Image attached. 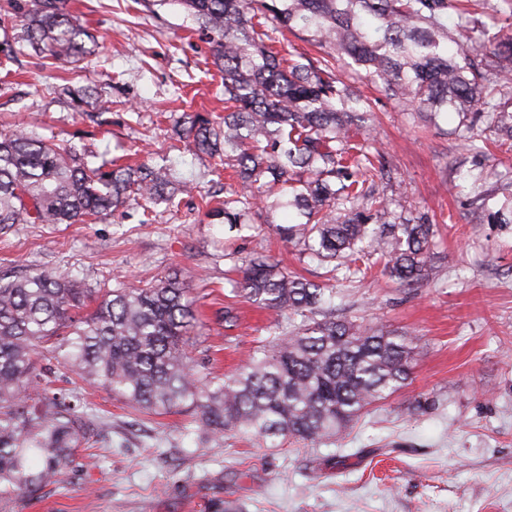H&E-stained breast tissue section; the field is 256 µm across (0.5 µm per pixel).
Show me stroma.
<instances>
[{"mask_svg":"<svg viewBox=\"0 0 512 512\" xmlns=\"http://www.w3.org/2000/svg\"><path fill=\"white\" fill-rule=\"evenodd\" d=\"M86 51L64 62L36 56L16 14L0 13V134L19 128L61 148L153 162L160 155L195 185L174 208L127 205L85 224H16L0 232V274L52 268L99 291L175 277L203 316L192 355L234 372L300 316L272 320L234 292L238 257L272 255L283 268L325 284L323 313L379 325L413 340L407 384L322 443L229 432L203 443L188 413L150 412L98 384L79 388L106 430L79 448L64 480L0 496V512H512V224H491L471 203V169L487 188L512 169V142L477 153L452 134L456 113L436 124L412 118L380 88L355 82L373 102L370 138L385 158L386 192L405 217L439 226L432 273L405 288L373 257L365 277L328 272L284 241L294 214L268 209L233 227L209 218L224 199L214 158L176 141L185 115L224 110V86L195 19L175 0H69ZM92 93L74 102L73 90ZM239 319L219 323V309Z\"/></svg>","mask_w":512,"mask_h":512,"instance_id":"obj_1","label":"stroma"}]
</instances>
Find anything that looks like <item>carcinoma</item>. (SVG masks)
<instances>
[{
  "mask_svg": "<svg viewBox=\"0 0 512 512\" xmlns=\"http://www.w3.org/2000/svg\"><path fill=\"white\" fill-rule=\"evenodd\" d=\"M191 14L224 77L221 122L194 115L186 135L197 151L224 157L236 183L208 212L226 224H252L268 208L264 189L280 186L299 221L282 229L320 261L357 274L379 254L403 287L429 277L436 230L406 218L379 189L383 155L364 132L373 106L337 70L349 58L364 78L420 117L453 111L457 136L478 149L486 134L512 140V36L480 45L484 70L464 42L486 35L465 0H173ZM68 0H25L24 41L68 60L85 52L86 30ZM454 16L453 28L445 20ZM323 50L288 57L287 34ZM474 177L480 208L512 224V198ZM191 189L169 166L84 158L24 131L0 135V230L13 224H84L124 206L173 202ZM237 292L302 324L227 377L197 369L186 337L198 316L175 279L106 292L84 315L91 292L53 269L0 276V494L61 481L75 448H91L104 427L37 372L38 357L100 383L132 405L191 413L195 432L218 444L236 431L271 447L294 438L320 442L367 406L402 388L413 340L363 323L318 321L325 288L292 275L269 256L240 266Z\"/></svg>",
  "mask_w": 512,
  "mask_h": 512,
  "instance_id": "1",
  "label": "carcinoma"
}]
</instances>
